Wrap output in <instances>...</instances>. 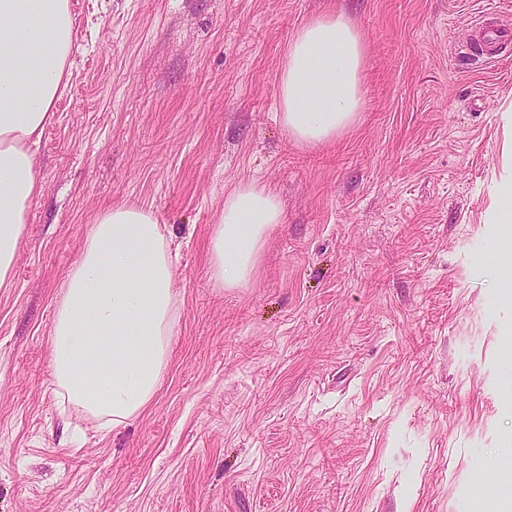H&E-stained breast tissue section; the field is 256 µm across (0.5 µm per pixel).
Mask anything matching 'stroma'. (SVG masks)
<instances>
[{
	"mask_svg": "<svg viewBox=\"0 0 512 512\" xmlns=\"http://www.w3.org/2000/svg\"><path fill=\"white\" fill-rule=\"evenodd\" d=\"M73 79L44 190L0 288V512H512V56L460 67L512 0H71ZM345 14L368 49L357 125L316 148L276 116L298 25ZM284 221L250 283L216 289L224 196ZM166 226L179 300L166 375L112 427L49 361L55 303L97 212Z\"/></svg>",
	"mask_w": 512,
	"mask_h": 512,
	"instance_id": "obj_1",
	"label": "stroma"
}]
</instances>
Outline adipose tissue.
I'll use <instances>...</instances> for the list:
<instances>
[{"label":"adipose tissue","instance_id":"adipose-tissue-1","mask_svg":"<svg viewBox=\"0 0 512 512\" xmlns=\"http://www.w3.org/2000/svg\"><path fill=\"white\" fill-rule=\"evenodd\" d=\"M70 0H0V288L8 287L44 186L37 151L70 87L75 49ZM362 34L344 15L303 21L278 74L276 118L297 145H323L354 127L366 64ZM281 200L257 180L237 184L211 230L217 287L252 280ZM173 261L151 210L114 205L96 216L57 304L52 376L67 399L112 424L143 412L168 367L176 319Z\"/></svg>","mask_w":512,"mask_h":512}]
</instances>
